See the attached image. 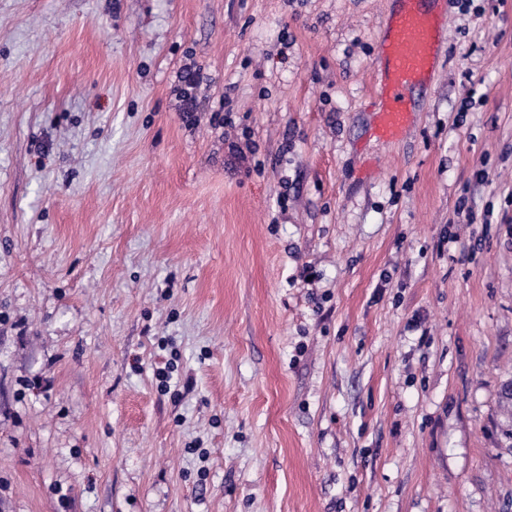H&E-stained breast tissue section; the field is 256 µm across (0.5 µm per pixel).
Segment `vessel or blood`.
<instances>
[{
	"label": "vessel or blood",
	"instance_id": "1",
	"mask_svg": "<svg viewBox=\"0 0 512 512\" xmlns=\"http://www.w3.org/2000/svg\"><path fill=\"white\" fill-rule=\"evenodd\" d=\"M442 39L440 20L426 0H400L382 47L380 135L397 136L409 123L414 93L432 74Z\"/></svg>",
	"mask_w": 512,
	"mask_h": 512
}]
</instances>
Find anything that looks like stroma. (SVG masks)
Listing matches in <instances>:
<instances>
[{
  "instance_id": "35a3bbf8",
  "label": "stroma",
  "mask_w": 512,
  "mask_h": 512,
  "mask_svg": "<svg viewBox=\"0 0 512 512\" xmlns=\"http://www.w3.org/2000/svg\"><path fill=\"white\" fill-rule=\"evenodd\" d=\"M395 9L0 0V512H512V0L385 139ZM177 77L179 82L184 85V88L181 90L182 112L186 118H191L197 110L196 97L193 90L202 80L201 67L195 69L193 67L184 68Z\"/></svg>"
}]
</instances>
